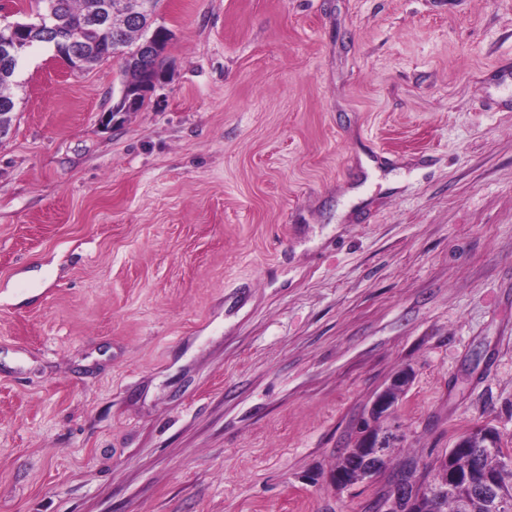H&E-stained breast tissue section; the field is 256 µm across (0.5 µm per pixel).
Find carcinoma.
Listing matches in <instances>:
<instances>
[{
  "instance_id": "carcinoma-1",
  "label": "carcinoma",
  "mask_w": 512,
  "mask_h": 512,
  "mask_svg": "<svg viewBox=\"0 0 512 512\" xmlns=\"http://www.w3.org/2000/svg\"><path fill=\"white\" fill-rule=\"evenodd\" d=\"M116 0H34L35 10L28 18L35 24V32L27 45L10 56L0 54V86L13 81L21 60L33 49L56 47L62 40H75L85 46H96V62L107 59L118 63L120 82L128 75L136 73L145 82L160 74V56L143 62L142 69L130 70L126 56L116 52L121 47H134L143 36L141 24L124 16L120 11L112 12V24L96 23L93 17L106 10L107 5ZM418 464L409 460L403 469L392 479L388 488L376 501L373 512L387 505L393 494V487L403 483L432 499L434 512H460L465 500H470L469 512H512V500L502 501L500 492H512V457L503 448L493 450L473 449L468 478L454 489L442 494L433 485V468L424 467V473L417 477ZM417 480H412V477Z\"/></svg>"
}]
</instances>
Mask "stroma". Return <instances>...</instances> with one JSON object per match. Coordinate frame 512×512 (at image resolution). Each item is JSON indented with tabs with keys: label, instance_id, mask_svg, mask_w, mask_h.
<instances>
[{
	"label": "stroma",
	"instance_id": "obj_1",
	"mask_svg": "<svg viewBox=\"0 0 512 512\" xmlns=\"http://www.w3.org/2000/svg\"><path fill=\"white\" fill-rule=\"evenodd\" d=\"M162 79L19 65L0 512H369L330 477L512 449V0H160ZM57 269L46 287L23 276ZM158 80L159 76L156 77L150 85H145L139 83L137 79L129 77L127 85L121 93L118 103L102 115L101 124L109 127L112 125L115 115L119 113L133 112L136 106L135 101L139 100L141 96H147L148 92L155 86ZM412 380V373L405 369L397 372L390 383L377 393L372 400L367 418L363 423V435L354 448H349L344 454L342 465L333 473L332 480L339 490L346 489L367 480L372 469L364 468L361 464L373 461L375 466L370 480L381 475L388 463L385 441L390 440L389 433L379 434V429L373 426L388 419L395 411L400 396Z\"/></svg>",
	"mask_w": 512,
	"mask_h": 512
}]
</instances>
